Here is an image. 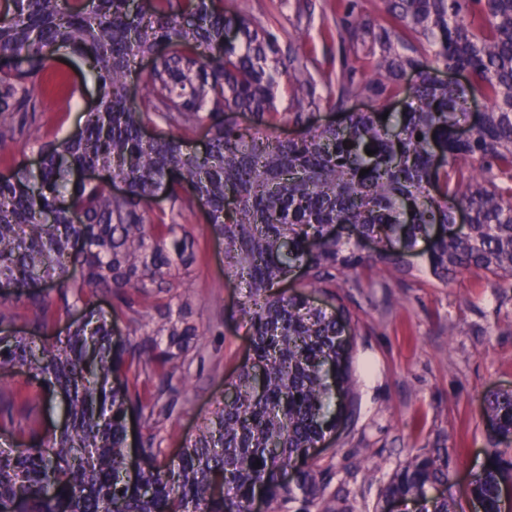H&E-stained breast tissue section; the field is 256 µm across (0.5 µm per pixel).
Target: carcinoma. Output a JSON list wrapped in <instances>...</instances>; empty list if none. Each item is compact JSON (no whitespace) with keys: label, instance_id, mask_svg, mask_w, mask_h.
Listing matches in <instances>:
<instances>
[{"label":"carcinoma","instance_id":"1","mask_svg":"<svg viewBox=\"0 0 512 512\" xmlns=\"http://www.w3.org/2000/svg\"><path fill=\"white\" fill-rule=\"evenodd\" d=\"M380 4V21H336L342 56L328 98L340 123H310L320 98L301 57H288V119L302 132L282 139L269 132L280 116L268 72L275 43L246 14L224 12V0H12L0 17V115L23 120H0V148L25 141L31 120L49 110L34 87L62 48L88 57L99 101L76 132L38 146V171L18 160L0 179V324H11L15 299L29 310V335L0 336V378L26 374L52 386L42 394L0 388V425L30 441L0 450V507L249 512L259 493L279 506L320 501L311 449L356 414L351 344L342 340L353 318L342 305L337 314L313 306L301 289L334 300L336 281L360 268L408 270L417 241L429 237L433 275L474 271L512 282V0ZM365 59L373 70L359 78ZM443 69L464 72L466 83L443 82ZM407 70L418 79L406 90ZM132 74L141 97L127 94ZM477 94L489 107L462 139L457 128ZM402 95L401 111L385 120L349 107L363 96ZM245 111L255 124L243 128L236 114ZM146 126L161 132L146 139ZM200 128L208 143L195 151L188 136ZM83 170L105 178L80 181ZM114 179L125 184L121 196ZM158 194L166 205L155 208ZM195 207L224 241L226 278L247 288L241 311L253 357L177 459L132 471L129 421L149 427L167 414L160 396L173 391L198 335L185 317L173 318L182 308L176 289L197 263L183 223ZM459 210L469 221L456 231ZM362 240L374 243L371 253H361ZM290 281L293 291L283 288ZM101 294L114 300L108 312L97 306ZM55 305L81 317L50 342ZM122 317L136 328L153 324L166 345L115 339ZM131 371L152 390L129 384ZM58 395L63 423L39 440ZM486 414L497 437H512L511 391L490 396ZM488 462L470 497L483 512H503L512 457ZM447 478L448 455H417L395 470L383 500L457 512L428 496Z\"/></svg>","mask_w":512,"mask_h":512}]
</instances>
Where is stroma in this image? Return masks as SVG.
Returning <instances> with one entry per match:
<instances>
[{
  "mask_svg": "<svg viewBox=\"0 0 512 512\" xmlns=\"http://www.w3.org/2000/svg\"><path fill=\"white\" fill-rule=\"evenodd\" d=\"M379 0H224L228 13L244 11L275 38L279 58H306L321 102L313 122L335 118L324 79L341 51L328 34L345 12L376 13ZM45 79L56 84L49 111L30 129L31 145L0 149V172L13 160H35L37 142L75 132L97 103L98 88L81 55L62 49ZM198 252L190 285L181 289L188 320L199 336L184 371L173 380L174 406L153 432L160 461L175 458L186 438L223 401L224 392L252 356L251 328L241 312L246 290L224 275V243L200 210L187 213ZM339 303L353 316L352 367L358 408L348 428L328 436L316 458L325 500L345 499L351 512H379L382 491L401 464L425 452L449 457L448 478L430 489L475 512L467 493L491 452L512 457V442L494 437L485 414L492 394L512 390V282L472 272L445 279L422 264L409 271L361 270L340 278Z\"/></svg>",
  "mask_w": 512,
  "mask_h": 512,
  "instance_id": "1",
  "label": "stroma"
}]
</instances>
